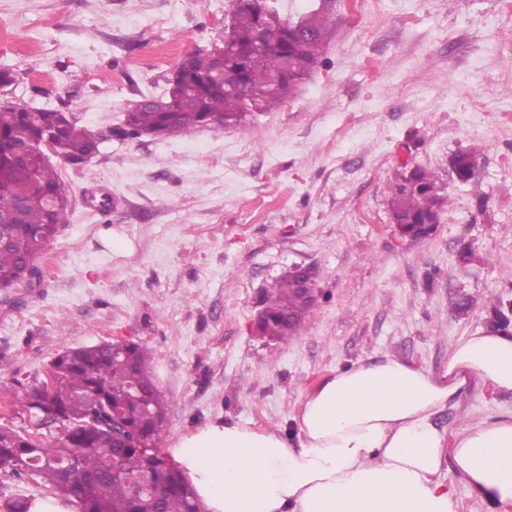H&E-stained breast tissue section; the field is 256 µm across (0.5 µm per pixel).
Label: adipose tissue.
I'll return each instance as SVG.
<instances>
[{
  "instance_id": "1",
  "label": "adipose tissue",
  "mask_w": 512,
  "mask_h": 512,
  "mask_svg": "<svg viewBox=\"0 0 512 512\" xmlns=\"http://www.w3.org/2000/svg\"><path fill=\"white\" fill-rule=\"evenodd\" d=\"M476 379L512 396V330L462 337L438 376L390 356L337 370L302 402L297 444L227 422L174 453L209 512H458L448 457L472 494L512 512V414L451 443L435 424Z\"/></svg>"
}]
</instances>
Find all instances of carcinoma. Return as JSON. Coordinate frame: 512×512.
Returning a JSON list of instances; mask_svg holds the SVG:
<instances>
[{"instance_id":"obj_1","label":"carcinoma","mask_w":512,"mask_h":512,"mask_svg":"<svg viewBox=\"0 0 512 512\" xmlns=\"http://www.w3.org/2000/svg\"><path fill=\"white\" fill-rule=\"evenodd\" d=\"M230 25L210 48L183 59L167 79L156 103H136L126 110L120 137L151 134L170 137L214 123H240L249 112H265L294 94L322 62L332 33L329 15L316 11L305 18L314 35L294 41L288 22L263 0H232ZM265 29L270 40L260 61V91L226 90L211 79L213 56L224 53L227 66L252 60L255 34ZM32 154L28 167L14 160L17 142ZM100 153L93 132L60 110L0 103V218L27 203L23 223L1 224L0 236L12 246L0 248V289L27 281L37 258L56 236L68 210V197L51 157L65 162L92 160ZM415 186L393 185L390 206L406 224H425L444 197L433 175L413 170ZM265 318L261 335L286 342L301 334L311 311L299 312L293 280L281 277L260 299ZM294 320H285L286 313ZM150 350L132 343L112 352L110 344L66 347L49 368L51 389L35 380L20 384L18 403L28 414L54 425L51 440L32 443L21 432L0 426V469L33 474L73 503L77 512H203V504L185 473L159 450L164 433L165 402L149 369ZM104 419L89 423V418ZM128 427L132 445L120 449L121 474L112 475V424ZM142 478L158 493L153 501L134 493Z\"/></svg>"}]
</instances>
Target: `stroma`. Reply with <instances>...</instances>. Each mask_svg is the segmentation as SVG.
<instances>
[{
  "instance_id": "stroma-1",
  "label": "stroma",
  "mask_w": 512,
  "mask_h": 512,
  "mask_svg": "<svg viewBox=\"0 0 512 512\" xmlns=\"http://www.w3.org/2000/svg\"><path fill=\"white\" fill-rule=\"evenodd\" d=\"M282 18L329 13L311 77L241 126L113 138L89 164L54 165L69 197L28 283L0 289V425L28 430L19 382L46 380L63 346L133 340L166 405L160 444L212 424L279 429L297 443L304 398L338 369L388 355L441 374L458 339L512 306V0H268ZM232 0H0V98L121 125L208 47ZM475 158L456 181L449 157ZM448 201L433 235L390 220L404 168ZM471 247L476 261L458 259ZM294 264L319 298L302 335L256 336L260 294ZM512 412L475 381L440 429ZM76 512L33 475L0 470V501Z\"/></svg>"
}]
</instances>
